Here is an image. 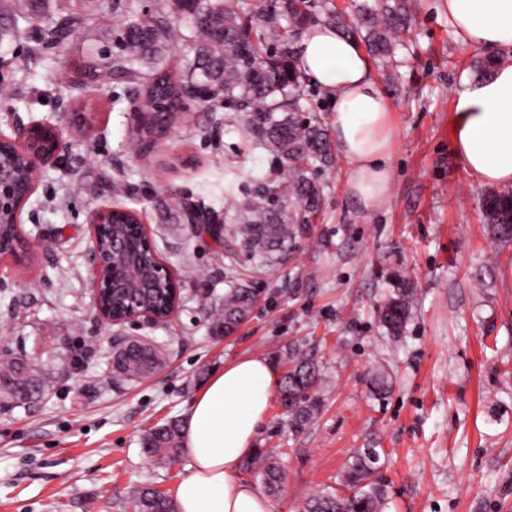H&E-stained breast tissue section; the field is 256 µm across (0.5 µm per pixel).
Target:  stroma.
Listing matches in <instances>:
<instances>
[{
  "instance_id": "35a3bbf8",
  "label": "stroma",
  "mask_w": 512,
  "mask_h": 512,
  "mask_svg": "<svg viewBox=\"0 0 512 512\" xmlns=\"http://www.w3.org/2000/svg\"><path fill=\"white\" fill-rule=\"evenodd\" d=\"M415 4L412 34L394 57L371 62L397 130L388 198L367 207L351 197L336 161L318 174L324 204L298 247L260 268L238 234L239 207L287 173L227 103L215 125L186 102L180 123L136 154L130 97L69 84L88 48L112 52L111 13L94 46L73 39L63 62L51 51L30 62L23 41L0 48V134L49 121L67 145L22 207L34 263L0 264V355H24L49 383L30 406L0 412V512H132L130 493L145 484L174 496L189 459L154 466L144 431L184 418L226 363L262 354L280 372L294 349L322 361L323 407L297 430L270 402L256 445L281 452L277 512L337 485L359 448L381 451L383 512H512V241L492 237L486 188L453 149L452 97L492 53L461 42L445 0ZM64 110L91 112L90 129L58 122ZM111 202L141 211L179 276L182 303L167 325L96 320L87 221ZM182 202L218 215L225 245L180 221ZM233 276L255 301L233 334L217 336L209 311ZM400 279L414 289L413 315L392 341L375 309ZM143 337L162 349L163 366L113 381L117 341ZM379 374L391 385L383 399L373 394Z\"/></svg>"
}]
</instances>
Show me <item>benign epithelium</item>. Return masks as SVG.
<instances>
[{"mask_svg":"<svg viewBox=\"0 0 512 512\" xmlns=\"http://www.w3.org/2000/svg\"><path fill=\"white\" fill-rule=\"evenodd\" d=\"M57 125L41 122L18 131L17 141L24 143L27 152V172L30 188H35L38 174L42 168L55 163L63 151V143L56 135ZM48 131L53 134V147L43 153L33 146L38 133ZM16 176L8 164H0V218H8L16 227L18 248L14 261H22L31 249L28 233L21 224V207L12 191ZM126 212L133 217L131 224L139 228L141 245H136L126 236H111L109 250L104 253L99 248L102 230L112 223L117 212ZM90 230V288L93 293L95 315L98 321L108 327L123 326L128 323L157 324L170 320L180 305L179 281L175 272L160 256H154L150 274L144 273L145 256L143 251L153 248L152 238L145 222L138 213L115 205H104L93 209L89 217ZM169 292L166 315L146 306L143 298L149 293Z\"/></svg>","mask_w":512,"mask_h":512,"instance_id":"obj_1","label":"benign epithelium"}]
</instances>
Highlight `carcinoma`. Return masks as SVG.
Masks as SVG:
<instances>
[{"label":"carcinoma","mask_w":512,"mask_h":512,"mask_svg":"<svg viewBox=\"0 0 512 512\" xmlns=\"http://www.w3.org/2000/svg\"><path fill=\"white\" fill-rule=\"evenodd\" d=\"M303 0H284L288 26L284 39L304 27ZM104 0H0V44L25 40L30 54L41 55L46 47L62 54L73 37H95L98 14ZM118 24L116 50L89 60L81 71L98 84H115L125 92L139 90L140 111L153 135H165L179 119L183 91L187 87L212 90L233 105L242 124L258 147L277 153L288 168V180L277 186H261L243 204L240 229L254 257L266 261L273 253L297 243L300 228L288 221L286 211L298 206L302 219L318 213L322 189L312 171L334 163L335 154L321 116L299 118L308 111L301 90L300 73L293 56L281 44L277 50L253 43L254 16L245 0H171L170 12L144 14L138 0H112ZM411 0H384L379 7H366L351 21L341 14L332 21L343 33L363 35L369 51L389 55L395 41L410 30ZM181 48V73L166 66L168 42ZM485 221L499 240L512 238V192L489 191L483 199ZM412 289L400 283L379 308L380 322L395 341L411 318ZM253 292L232 283L224 304L211 312L212 331L226 335L247 315ZM157 351L148 344L132 342L120 352L119 373L143 375L160 365ZM321 363L313 355L288 353V371L280 384V402L289 424L304 428L318 413L317 388ZM45 391V379L28 360L12 357L0 363V410L11 411ZM181 433L170 421L157 425L142 437L143 453L157 466H170L178 459ZM381 455L359 448L342 475L338 489L321 490L305 499L300 512H378L388 499V484L379 476ZM262 465L265 489L279 491L285 472L274 449L261 448L246 461L247 467ZM134 512H176L171 499L147 485L136 488L130 500Z\"/></svg>","instance_id":"obj_1"}]
</instances>
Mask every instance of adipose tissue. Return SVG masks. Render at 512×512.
<instances>
[{"mask_svg":"<svg viewBox=\"0 0 512 512\" xmlns=\"http://www.w3.org/2000/svg\"><path fill=\"white\" fill-rule=\"evenodd\" d=\"M448 19L466 45L500 53L493 73L454 94V150L466 171L489 188L512 186V0H446ZM300 69L335 106L336 149L348 193L382 202L392 184V105L358 43L315 24L297 44ZM278 383L263 355L241 357L214 373L184 422L190 473L178 484L179 512H276L271 499L241 477Z\"/></svg>","mask_w":512,"mask_h":512,"instance_id":"1","label":"adipose tissue"}]
</instances>
